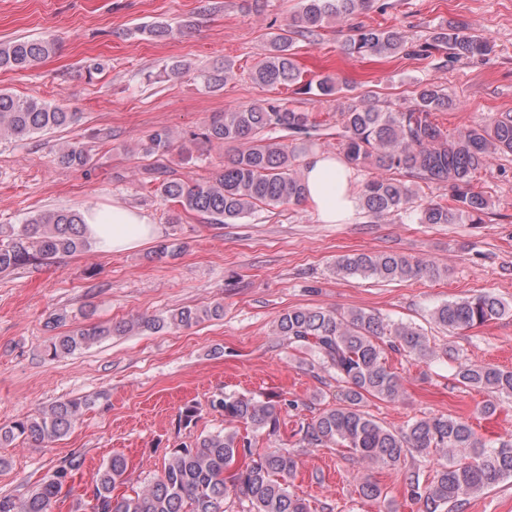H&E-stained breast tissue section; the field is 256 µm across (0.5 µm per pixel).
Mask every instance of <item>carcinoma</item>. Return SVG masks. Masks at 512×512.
Here are the masks:
<instances>
[{
    "instance_id": "cac0c4a2",
    "label": "carcinoma",
    "mask_w": 512,
    "mask_h": 512,
    "mask_svg": "<svg viewBox=\"0 0 512 512\" xmlns=\"http://www.w3.org/2000/svg\"><path fill=\"white\" fill-rule=\"evenodd\" d=\"M371 6L372 0H300L287 27L272 34L267 53L250 73L252 81L269 88L300 85L319 96L340 93L338 80L330 74L303 80L295 60V40L313 38L336 22L347 30L341 44L347 55L390 57L405 51L401 31L354 22ZM443 49L448 58L458 61L486 57L493 52V45L457 22L435 29L429 41L412 54L428 56ZM55 51L56 44L46 38L0 41V70L31 69ZM230 74V64L224 63L203 71L201 79L207 89H220ZM452 106L444 89L431 83L418 85L412 104L403 110L353 101L339 106L336 149L352 168L370 174L359 190L364 210L376 217L406 212L418 195L419 183H442L448 186L449 199L413 211L415 223H484L488 203L477 177L492 157L512 155V113L488 112L477 122L450 132L439 125L436 113ZM81 120L82 113L60 104L0 90L1 139H23ZM323 129L313 113L277 99L219 112L200 131L189 133L191 142L202 139L236 146L211 179L189 184L173 177L171 168L158 162L146 168L145 185L172 204L170 224L183 223L185 215H197L210 224H233L261 206H299L306 202L299 158ZM273 133H285L292 142L285 145L271 137ZM175 150L183 160L189 156L186 145L174 147L172 133L164 128L153 131L142 146L145 155L160 159ZM92 159L91 149L81 141L63 145L56 154L59 163L74 169L88 167ZM400 169L411 181L387 176ZM91 246L81 212H36L20 225H0V272L36 268L83 253ZM446 273L433 262L398 253H357L336 259V274L343 277L397 281ZM511 315L512 304L488 292L446 301L430 311L431 321L450 332L469 331ZM223 317L220 303L183 307L167 316L87 326H72L69 315L59 312L50 318L48 328L64 327L66 331L52 338L49 351L55 358L65 357L133 330L189 328ZM275 331L294 347L314 354L320 368L343 384L336 404L300 424L298 449L274 445L283 408L290 406L288 400L217 394L210 407L224 414L223 429L201 434L176 450L162 473L144 480L132 496L113 495L115 485L128 477L126 458L113 454L94 474L90 498L75 499L70 512H228L235 504L243 507L242 512H311L309 501L290 490L289 479L301 462L300 452L327 445L345 448L351 457L368 465L392 468L400 467L408 456L425 459L434 452L443 453L446 462L430 478H422L417 467L402 472L409 497L420 504L421 512H456L468 496L512 478L511 437L484 441L468 418L448 415L423 417L390 429L362 410L368 397L396 401L402 396L399 376L386 365V350L435 354L423 329L387 322L361 308L341 312L298 307L277 319ZM454 377L462 387L488 394L477 408L483 416L494 414L503 400L512 399V369L461 364ZM92 404L94 400L86 397L60 399L23 420L0 425V445L18 438L49 444L67 435ZM259 436L272 442L261 453L254 450ZM82 465L81 457H70L21 501L0 495V512H52L68 479ZM359 493L371 501L386 497L367 476L359 480Z\"/></svg>"
}]
</instances>
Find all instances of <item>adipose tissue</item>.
Returning a JSON list of instances; mask_svg holds the SVG:
<instances>
[{"mask_svg":"<svg viewBox=\"0 0 512 512\" xmlns=\"http://www.w3.org/2000/svg\"><path fill=\"white\" fill-rule=\"evenodd\" d=\"M306 198L324 224L348 221L358 206L350 168L330 154L311 155L304 166ZM89 237L106 253L139 247L157 237L159 225L139 210L115 204L107 209L89 208L84 213Z\"/></svg>","mask_w":512,"mask_h":512,"instance_id":"adipose-tissue-1","label":"adipose tissue"}]
</instances>
